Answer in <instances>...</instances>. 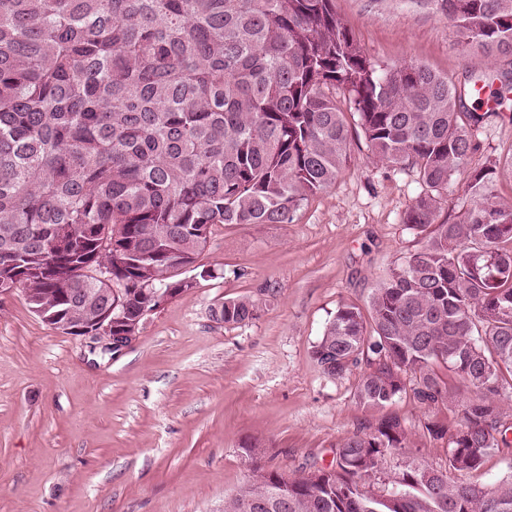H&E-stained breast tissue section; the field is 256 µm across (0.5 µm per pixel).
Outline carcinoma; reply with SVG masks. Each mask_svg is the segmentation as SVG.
<instances>
[{
    "mask_svg": "<svg viewBox=\"0 0 512 512\" xmlns=\"http://www.w3.org/2000/svg\"><path fill=\"white\" fill-rule=\"evenodd\" d=\"M434 2L469 49L512 57V0ZM479 81L375 64L334 0H0V286L69 318L72 336L91 304L70 290L110 286L120 333L193 288L176 270L215 225L288 224L334 184L350 114L372 157L416 167L429 188L404 217L422 245L367 310L338 306L311 357L330 378L366 364L356 398L370 409L405 390V373L422 403L446 393L436 365L458 376L472 392L460 428L427 430L448 438L459 477L412 464L390 494H369L384 456L408 447L391 416L328 468L256 471L224 512H512V477L465 479L499 447L512 391V205L495 194L500 161L466 168L482 116L457 111ZM458 175L473 204L439 223ZM218 307L228 325L258 315L248 297Z\"/></svg>",
    "mask_w": 512,
    "mask_h": 512,
    "instance_id": "1",
    "label": "carcinoma"
}]
</instances>
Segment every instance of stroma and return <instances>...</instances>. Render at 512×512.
Masks as SVG:
<instances>
[{"label": "stroma", "instance_id": "stroma-1", "mask_svg": "<svg viewBox=\"0 0 512 512\" xmlns=\"http://www.w3.org/2000/svg\"><path fill=\"white\" fill-rule=\"evenodd\" d=\"M380 66L410 61L452 78L512 76V57L465 47L447 15L415 0H335ZM482 114L472 166L512 156V99ZM335 184L305 200L289 224L216 225L199 257L214 277L148 316L136 342L93 354L29 308L22 288L0 295V512H224V499L259 469L291 477L329 465L343 440L402 419L408 446L386 455L369 489L385 494L405 465L448 467L462 396L423 404L415 380L384 408L361 406L358 366L326 378L313 345L341 303L367 306L395 260L420 247L405 212L426 190L416 169L368 156L353 129ZM248 297L256 319L214 321L212 306ZM508 438L468 476H512V394L501 402Z\"/></svg>", "mask_w": 512, "mask_h": 512}]
</instances>
